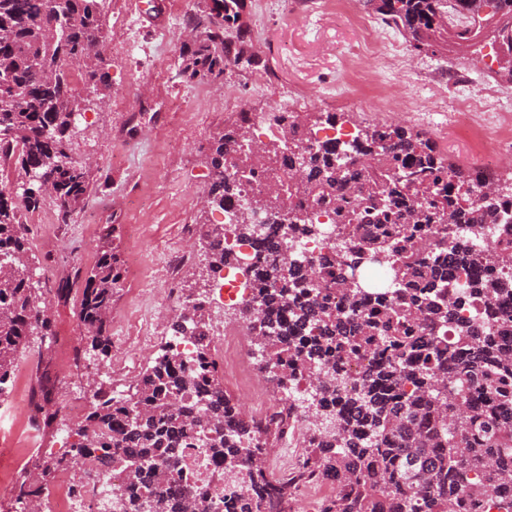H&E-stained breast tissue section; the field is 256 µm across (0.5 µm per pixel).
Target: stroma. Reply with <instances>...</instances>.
<instances>
[{"instance_id": "obj_1", "label": "stroma", "mask_w": 512, "mask_h": 512, "mask_svg": "<svg viewBox=\"0 0 512 512\" xmlns=\"http://www.w3.org/2000/svg\"><path fill=\"white\" fill-rule=\"evenodd\" d=\"M246 0L242 21L250 29L249 53L260 67L224 61L218 78L198 81L182 75L184 16H199L211 0H186L184 11L170 0H103L107 40L102 68L110 94L84 96V110L73 127L76 155L97 162L96 183L83 212L46 229L30 228L29 258L34 272L49 270L46 287L54 288L75 270L96 260L101 237H109L121 262L140 256L145 288L154 290L155 310H162V291L169 279L183 281L187 271L205 265L198 233L182 238L184 225L196 224L212 174L210 147L225 125L234 121L224 109L225 87H234L249 111L271 116L285 102L299 99L304 112H336L348 132L382 124L399 125L430 138L449 162L469 167L478 155L456 131L457 96L501 87L498 49L490 41L467 51L426 55L408 50L405 65H380L364 49L381 40L386 27L365 29L336 21L322 5L299 0ZM401 89L414 111L388 104L383 91ZM147 223L146 238L130 235L133 224ZM63 229L65 238L53 252L38 241L41 232ZM124 278L112 304L111 338L128 335L123 321L133 312L137 285ZM78 293L51 298L48 351L54 401L85 402L86 370L61 383V353L75 355L88 334L78 317Z\"/></svg>"}]
</instances>
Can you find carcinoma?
<instances>
[{"label":"carcinoma","instance_id":"obj_1","mask_svg":"<svg viewBox=\"0 0 512 512\" xmlns=\"http://www.w3.org/2000/svg\"><path fill=\"white\" fill-rule=\"evenodd\" d=\"M102 0H0V155L8 163L11 190L0 189V254L17 259L9 275H0V397L8 393L20 356L30 337L41 343L52 336L50 320L35 319L47 297L34 286L28 260L24 218L46 199L55 203L62 221L85 203L94 185V169L73 155L71 131L82 111L75 76L98 94L110 92L101 73L102 57L90 45L106 35ZM384 24L411 38L418 52L461 51L476 45L485 30L498 49L512 55V0H460L469 20L462 26L445 21L448 0H368ZM490 12H485L486 8ZM241 0H212L210 12L195 20L206 37L186 50L183 73L200 80L224 73V24L236 26L235 58L246 55L248 30L240 23ZM330 115L294 112L283 118L288 139L271 138L280 173L304 172L302 192L284 189L281 204L253 194L268 211L288 214L264 248L280 259L261 289L260 324L254 346L264 370L275 373L298 360L316 365L323 381L311 396L315 414L333 420L336 435L319 434L304 443L299 471L277 484L267 475L263 456L279 441L296 410L259 429L247 421L224 390L217 371L201 379L170 346L131 380L119 401L105 390L78 432L68 455L41 456L32 469L36 484L22 475L14 512L32 495L31 487L53 482L68 462L83 458L87 435L104 452L100 465L125 476L119 495L125 512H143L149 500L164 512H188L193 502L176 484L175 467L196 429L222 426L208 444L224 459V468L245 472L227 501V512H290L296 486L328 479L336 495L322 512H470L492 493L512 485V318L490 332L448 302V276L475 257L464 247L458 226L495 229L496 246L487 263L512 270V223L502 197L512 194L496 185L479 199L471 197V172L448 164L427 140L399 127L369 126L352 136L347 148L360 164L338 160L336 143H304ZM249 126L242 120L224 127L212 145V181L199 220L207 265L185 278L182 290L193 293L198 281L211 280L224 265V226L206 218L209 208L224 209L233 184L224 170L246 163ZM52 184L45 196L32 175ZM324 210L337 227L338 250L324 267L309 274L288 262L295 235L318 230L312 218ZM383 255L396 285L394 299L366 311L364 289L352 288L342 275L350 245ZM120 258L103 238L94 266L82 278L78 317L91 333V347L77 355L95 362L110 354L108 327L112 302L122 286ZM506 281L476 282L478 298L497 300L512 293ZM345 302L340 308L335 298ZM451 328L453 342L442 336H418L419 320ZM174 332L203 340L209 318L200 306L173 320ZM381 352L385 360L366 372L350 393V407L335 414L327 393L338 384V363L359 353ZM36 412L50 423L48 367L38 379ZM206 395L207 404L191 401Z\"/></svg>","mask_w":512,"mask_h":512}]
</instances>
